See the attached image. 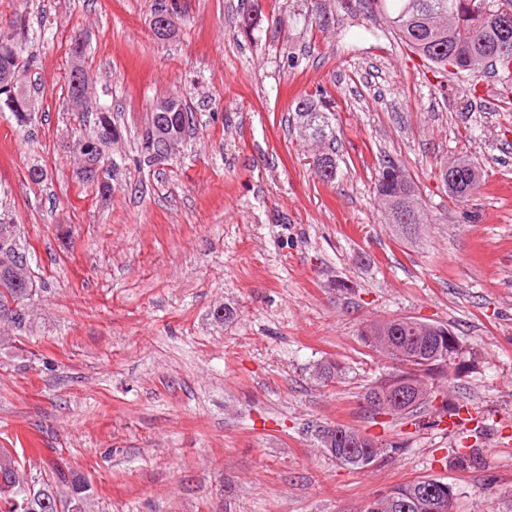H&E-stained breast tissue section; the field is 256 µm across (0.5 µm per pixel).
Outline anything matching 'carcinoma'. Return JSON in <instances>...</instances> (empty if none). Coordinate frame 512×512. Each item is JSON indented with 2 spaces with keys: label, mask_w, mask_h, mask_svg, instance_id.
Wrapping results in <instances>:
<instances>
[{
  "label": "carcinoma",
  "mask_w": 512,
  "mask_h": 512,
  "mask_svg": "<svg viewBox=\"0 0 512 512\" xmlns=\"http://www.w3.org/2000/svg\"><path fill=\"white\" fill-rule=\"evenodd\" d=\"M390 23L394 32L411 51L428 61L445 66L448 52H453V66L475 76L489 67L508 77L507 89L512 91V56H503L498 42L512 38V0H391ZM507 23L503 29L496 20ZM22 25L0 29V107L12 112L16 121L25 125L32 119L34 102L11 76L19 71L22 44L18 29ZM83 41L74 39L71 47L72 65L68 77L67 96L77 90L87 91L90 76L81 62ZM95 110L94 128L90 135L76 140L73 152L90 161H104L103 146L121 139V130L112 121V112L93 108L86 98L84 111ZM297 127L304 138L323 146L317 158L318 175L331 184L336 180V130L331 100L321 93L298 98L294 106ZM192 112L175 98L157 102L151 122L142 139L141 155L154 163L166 158L170 147L183 142ZM450 179H442L448 195L465 201L482 187L480 170L467 159L447 164ZM375 191L385 216L407 236L416 234L425 223L419 202V188L403 166L389 160L378 171ZM31 252L16 232V225L0 221V343L14 341L26 333L30 320V286L32 277L16 275L20 263H29ZM363 341L372 349L388 356L393 371L366 389L363 394L366 411L372 421L380 415L408 419L417 417L434 397L433 381L445 379L458 369L456 357L459 344L445 325L419 320L406 323L400 317L377 321L361 332ZM344 367L334 360H325L316 367V380L328 384L344 376ZM317 439L328 455L340 466L351 470L368 469L401 446L382 442L355 427L321 425ZM14 477L25 485L20 490L27 506L10 512H58L59 498L52 486L35 489L28 479L24 453L15 448H0V474ZM58 481L67 487V512H86L90 487L77 474L58 472ZM452 488L438 480L427 479L398 485L371 498L365 512H453Z\"/></svg>",
  "instance_id": "cac0c4a2"
}]
</instances>
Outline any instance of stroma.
I'll list each match as a JSON object with an SVG mask.
<instances>
[{"label":"stroma","mask_w":512,"mask_h":512,"mask_svg":"<svg viewBox=\"0 0 512 512\" xmlns=\"http://www.w3.org/2000/svg\"><path fill=\"white\" fill-rule=\"evenodd\" d=\"M158 0H0V26L29 21L31 123L0 111V207L33 247L37 293L24 338L0 346V447L31 474L85 475L93 512H363L422 478L455 512H512V94L498 76L437 68L400 42L383 0H178L172 38ZM82 36L93 100L122 130L112 194L78 178L82 113L66 100ZM336 102L335 184L294 102ZM191 129L168 161L137 164L161 98ZM485 172L475 197L445 191L444 163ZM399 161L429 217L412 237L385 224L378 169ZM40 161L38 185L27 169ZM226 317H213L217 308ZM448 325L459 374L415 424L377 425L363 393L392 363L367 323ZM332 359L343 380L317 381ZM472 419L449 430L443 403ZM396 440L365 472L340 467L315 429ZM477 449L460 469L452 448Z\"/></svg>","instance_id":"stroma-1"}]
</instances>
